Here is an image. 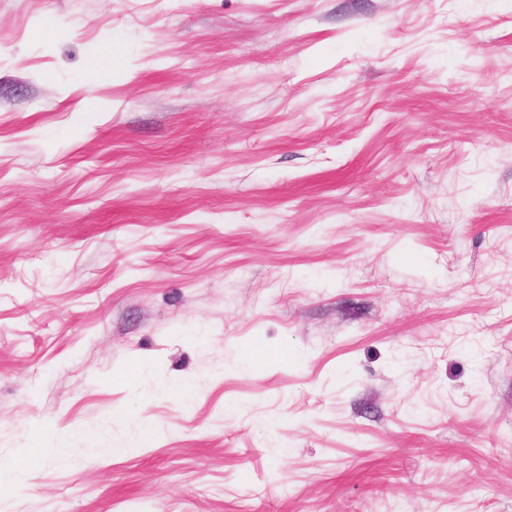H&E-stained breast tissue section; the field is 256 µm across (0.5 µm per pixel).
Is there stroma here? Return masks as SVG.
I'll return each mask as SVG.
<instances>
[{"mask_svg":"<svg viewBox=\"0 0 512 512\" xmlns=\"http://www.w3.org/2000/svg\"><path fill=\"white\" fill-rule=\"evenodd\" d=\"M40 439L0 512H512V0H0Z\"/></svg>","mask_w":512,"mask_h":512,"instance_id":"obj_1","label":"stroma"}]
</instances>
